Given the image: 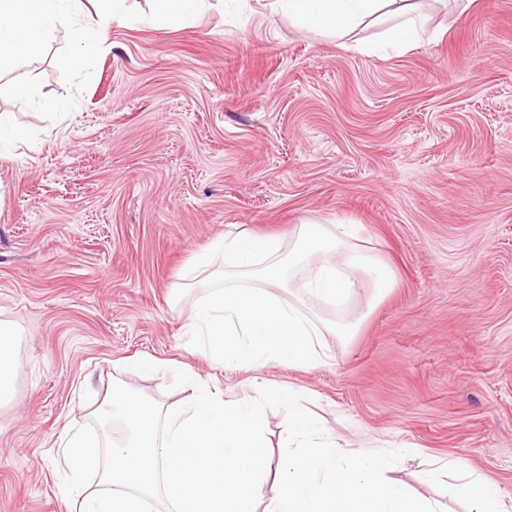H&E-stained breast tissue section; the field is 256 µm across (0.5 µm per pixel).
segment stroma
<instances>
[{
  "instance_id": "1",
  "label": "stroma",
  "mask_w": 512,
  "mask_h": 512,
  "mask_svg": "<svg viewBox=\"0 0 512 512\" xmlns=\"http://www.w3.org/2000/svg\"><path fill=\"white\" fill-rule=\"evenodd\" d=\"M272 0H210L158 28L127 0L78 75L69 27L29 68L66 102L52 114L0 84L21 136L0 158V323L18 330L0 408V512H69L64 428L95 422L113 384L163 406L186 369L225 398L294 389L346 448L410 449L392 478L469 512L444 465L495 482L512 512V0H413L422 42L367 56L393 20L336 39ZM359 227L396 286L330 365L218 373L190 345L204 296L190 267L247 229L280 238L307 219ZM151 357L165 371L127 362Z\"/></svg>"
}]
</instances>
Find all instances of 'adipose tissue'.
Wrapping results in <instances>:
<instances>
[{
  "label": "adipose tissue",
  "instance_id": "adipose-tissue-1",
  "mask_svg": "<svg viewBox=\"0 0 512 512\" xmlns=\"http://www.w3.org/2000/svg\"><path fill=\"white\" fill-rule=\"evenodd\" d=\"M125 0H112L97 15L83 0H0V73L23 68L40 54L60 25L71 24L75 49L69 64L81 69L106 43L112 25L126 21ZM278 9L298 25L344 38L383 17L397 18L389 44L416 47L426 19L410 0H276Z\"/></svg>",
  "mask_w": 512,
  "mask_h": 512
}]
</instances>
